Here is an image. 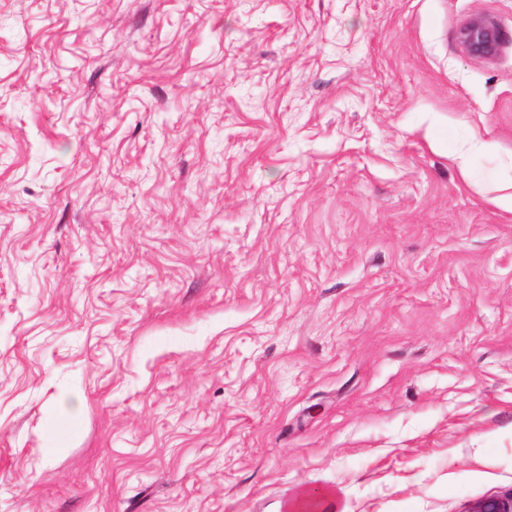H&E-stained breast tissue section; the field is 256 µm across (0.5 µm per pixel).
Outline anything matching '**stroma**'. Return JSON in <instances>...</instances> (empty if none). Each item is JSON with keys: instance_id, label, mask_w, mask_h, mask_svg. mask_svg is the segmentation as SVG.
Here are the masks:
<instances>
[{"instance_id": "stroma-1", "label": "stroma", "mask_w": 512, "mask_h": 512, "mask_svg": "<svg viewBox=\"0 0 512 512\" xmlns=\"http://www.w3.org/2000/svg\"><path fill=\"white\" fill-rule=\"evenodd\" d=\"M510 193L512 0H0V512L512 494ZM458 41L466 54L476 58H494L504 42L498 24L489 16L477 13L458 30Z\"/></svg>"}]
</instances>
